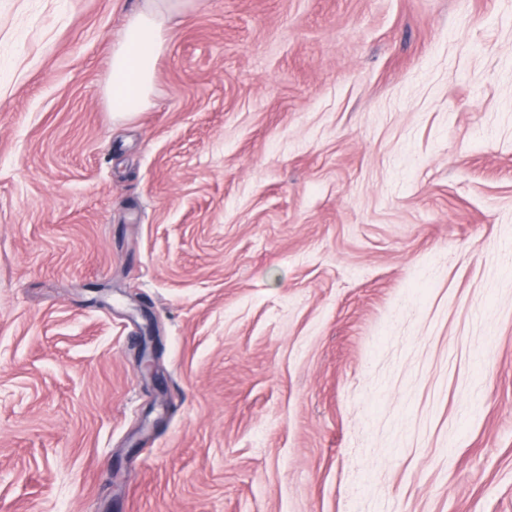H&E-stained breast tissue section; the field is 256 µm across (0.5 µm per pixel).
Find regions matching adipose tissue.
I'll use <instances>...</instances> for the list:
<instances>
[{"label": "adipose tissue", "instance_id": "adipose-tissue-1", "mask_svg": "<svg viewBox=\"0 0 512 512\" xmlns=\"http://www.w3.org/2000/svg\"><path fill=\"white\" fill-rule=\"evenodd\" d=\"M189 0H144L112 49L106 95L113 118L127 120L152 105L158 58L167 42L166 21Z\"/></svg>", "mask_w": 512, "mask_h": 512}]
</instances>
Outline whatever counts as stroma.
<instances>
[{
  "instance_id": "35a3bbf8",
  "label": "stroma",
  "mask_w": 512,
  "mask_h": 512,
  "mask_svg": "<svg viewBox=\"0 0 512 512\" xmlns=\"http://www.w3.org/2000/svg\"><path fill=\"white\" fill-rule=\"evenodd\" d=\"M142 4L0 0V512H512V0ZM191 0H145L112 48L106 95L113 118L128 120L152 106L158 58L167 42L166 21Z\"/></svg>"
}]
</instances>
